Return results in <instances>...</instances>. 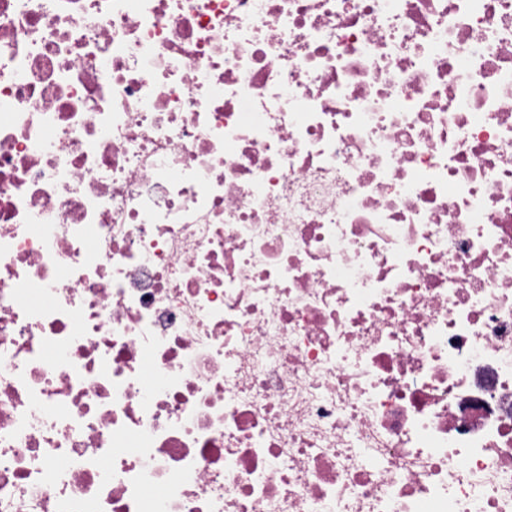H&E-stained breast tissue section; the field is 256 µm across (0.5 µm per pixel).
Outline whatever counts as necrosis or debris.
I'll list each match as a JSON object with an SVG mask.
<instances>
[{
  "label": "necrosis or debris",
  "mask_w": 512,
  "mask_h": 512,
  "mask_svg": "<svg viewBox=\"0 0 512 512\" xmlns=\"http://www.w3.org/2000/svg\"><path fill=\"white\" fill-rule=\"evenodd\" d=\"M0 512H512V0H0Z\"/></svg>",
  "instance_id": "obj_1"
}]
</instances>
